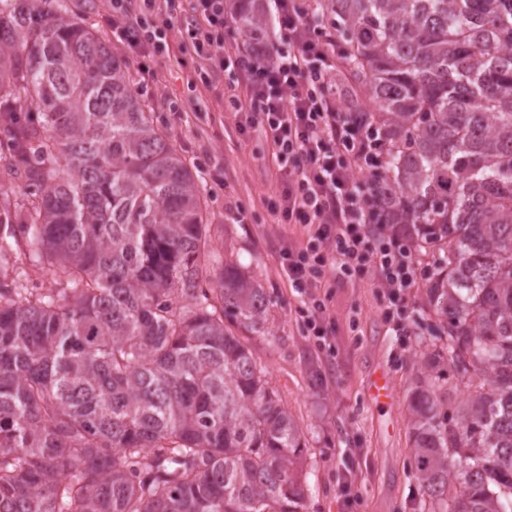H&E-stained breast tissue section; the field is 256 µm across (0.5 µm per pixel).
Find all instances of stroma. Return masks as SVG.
I'll return each mask as SVG.
<instances>
[{
  "label": "stroma",
  "instance_id": "obj_1",
  "mask_svg": "<svg viewBox=\"0 0 512 512\" xmlns=\"http://www.w3.org/2000/svg\"><path fill=\"white\" fill-rule=\"evenodd\" d=\"M96 35L125 58L154 114V124L176 149L201 190L203 221L216 252L260 280L270 304L261 332L235 328L277 391L303 442L305 512H420L422 489L411 452L409 399L439 321L425 288L412 291L409 335L396 336L382 317L383 299L369 280H344L331 289L335 324L331 349L307 336L297 293L281 268L283 247L305 243L299 224H280L270 205L279 189L271 152L254 155L261 137L240 133L224 109L232 74L207 86L194 83L193 62H182L180 35L164 55L130 53L108 21L109 0H70ZM245 223H237L238 211ZM384 369L394 400L369 399L375 369Z\"/></svg>",
  "mask_w": 512,
  "mask_h": 512
}]
</instances>
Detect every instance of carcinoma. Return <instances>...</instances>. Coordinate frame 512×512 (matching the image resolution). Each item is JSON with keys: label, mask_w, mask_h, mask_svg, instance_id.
<instances>
[{"label": "carcinoma", "mask_w": 512, "mask_h": 512, "mask_svg": "<svg viewBox=\"0 0 512 512\" xmlns=\"http://www.w3.org/2000/svg\"><path fill=\"white\" fill-rule=\"evenodd\" d=\"M249 42L275 22L233 0ZM385 135L395 224L435 252L414 391L421 512H512V0H329ZM0 512H303L301 435L227 324L269 298L209 249L198 184L69 0H0ZM454 380L467 388L455 404ZM18 245H14L12 250H8L5 257H2L0 261L1 265H5L4 261L7 262L8 267H13L17 270H25L31 279L29 287L34 286L35 288H55L58 287L51 276V272L48 268H39L33 264L32 257L25 245V241L18 236Z\"/></svg>", "instance_id": "carcinoma-1"}]
</instances>
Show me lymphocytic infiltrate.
Segmentation results:
<instances>
[{
  "instance_id": "1",
  "label": "lymphocytic infiltrate",
  "mask_w": 512,
  "mask_h": 512,
  "mask_svg": "<svg viewBox=\"0 0 512 512\" xmlns=\"http://www.w3.org/2000/svg\"><path fill=\"white\" fill-rule=\"evenodd\" d=\"M283 40L254 38L238 47L230 0H187L185 20L157 16L155 0H112L110 20L136 54H161L182 28L180 51L196 58L206 85L233 72L243 94L226 111L270 140L281 175L271 211L278 223L301 224L307 242L281 252V266L305 308V330L317 340L333 331L317 296L324 275L370 277L381 288L395 335H408L401 313L430 270L411 246L408 225L393 223L379 182L384 147L365 105H345L335 77L336 42L307 0H273Z\"/></svg>"
}]
</instances>
